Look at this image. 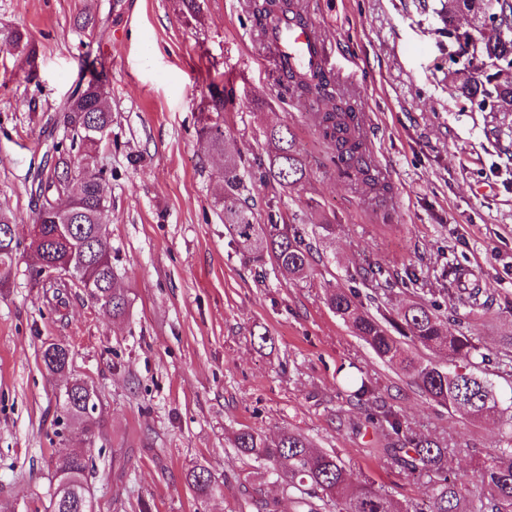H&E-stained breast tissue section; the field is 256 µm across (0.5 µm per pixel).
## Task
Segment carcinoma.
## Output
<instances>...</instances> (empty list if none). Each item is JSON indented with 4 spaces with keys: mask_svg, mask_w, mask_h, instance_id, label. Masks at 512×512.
I'll return each mask as SVG.
<instances>
[{
    "mask_svg": "<svg viewBox=\"0 0 512 512\" xmlns=\"http://www.w3.org/2000/svg\"><path fill=\"white\" fill-rule=\"evenodd\" d=\"M255 24L289 16L300 24L308 22L301 0H250ZM468 13L472 25L461 29L457 17ZM435 14L440 30L460 48L469 45L477 35L487 46L498 26L512 27V0H439ZM5 44L25 53V61L33 63L36 50L23 41L18 32H10ZM508 70L472 75L465 67L454 73L453 82L460 95L479 108L512 112V56L503 58ZM285 92L296 94L320 106L316 112L318 127L334 152L336 164L348 174L377 182L366 157V144L360 123L348 100L336 94L335 83L324 70L288 71L280 74ZM232 100V92L209 88L201 110L198 129L208 152L224 159V194L219 199V218L239 249L255 258L270 256L289 277H302L311 269V249L303 247L301 236L291 234L288 226L274 221L257 222L252 209L241 203L239 196L247 189L239 162L226 148L224 126L213 118L224 116ZM64 134L52 167L39 179L36 190L34 223L41 225L43 239L26 242L20 234L6 237L0 233V275L8 274L13 256L23 248L33 250L36 263L34 281L44 284L42 270L52 262L69 263L81 269V280L49 283L54 289L56 305L66 304L63 289L76 286L95 287V302L103 313L121 318L128 305L127 293L112 283V244L100 239L95 230L105 220L101 198L107 194V177L98 172L87 179L82 166L90 164L91 138L101 137L100 130L111 131L112 110L105 81L96 77L79 84L63 108ZM271 148L268 166L250 178L281 188L293 187L306 177V168L295 148L293 136L286 128L267 133ZM456 294L475 315L484 310V290L469 282L461 269L451 270ZM327 303L352 332L360 337L383 361L395 364L400 373L416 385L433 402L464 413L473 420L502 419L507 427L506 446L486 454L480 462L479 487L471 493L466 486L448 478L454 449L440 442L422 438L397 413L383 410L373 418H382L402 447L392 449L391 465L406 473L431 477L432 494L428 500L401 504L366 479L352 484L343 460L334 452L320 451L300 433L287 429L277 439L242 428L234 436V447L245 459L265 465L288 493L295 512H512V417L504 415L508 408L495 384L488 378L489 357L475 337L468 336L443 320L433 305L415 303L397 311L393 317L378 318L364 310L352 289L337 290ZM423 347L448 356L450 366L442 368L414 357L410 347ZM343 383L350 396L359 400L374 398L373 387L362 377L348 374ZM90 388L84 382L72 381L63 391V414L74 420L88 417L94 405L86 403ZM89 458L73 448H57L54 456L53 492L44 512H89L92 496L87 473ZM188 485L200 496L214 490L215 482L204 469H193L186 475Z\"/></svg>",
    "mask_w": 512,
    "mask_h": 512,
    "instance_id": "obj_1",
    "label": "carcinoma"
}]
</instances>
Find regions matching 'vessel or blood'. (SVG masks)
<instances>
[{
  "label": "vessel or blood",
  "instance_id": "vessel-or-blood-1",
  "mask_svg": "<svg viewBox=\"0 0 512 512\" xmlns=\"http://www.w3.org/2000/svg\"><path fill=\"white\" fill-rule=\"evenodd\" d=\"M272 47L280 69H319L325 62L327 44L316 26L301 27L288 19L270 24L263 35Z\"/></svg>",
  "mask_w": 512,
  "mask_h": 512
}]
</instances>
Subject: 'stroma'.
Instances as JSON below:
<instances>
[{
	"mask_svg": "<svg viewBox=\"0 0 512 512\" xmlns=\"http://www.w3.org/2000/svg\"><path fill=\"white\" fill-rule=\"evenodd\" d=\"M303 4L331 47L325 69L337 94L366 117L368 160L387 196L341 175L315 106L282 94L249 0H204L196 18L180 0H0V210L32 222L26 173L49 147L47 125L91 77L93 56L112 107L98 162L109 174L113 277L129 299L118 320L80 288L54 307L31 280L32 254H18L0 285V512H36L49 497L55 449L87 446L100 512H251L250 494L293 512L281 486L238 455L231 437L241 428L269 438L294 430L335 450L353 482L372 478L401 503L427 499L429 478L390 465L396 439L372 420L371 405L340 387L351 372L417 434L465 443L453 472L468 487L478 482L479 454L503 446L499 423L429 400L326 301L351 288L372 313L426 302L491 358L512 356V139L493 134L512 115L471 105L451 81L466 65L492 73V62L456 57L432 26L438 0ZM87 17L95 34L81 28ZM11 30L29 36L34 64L5 45ZM213 84L233 91L224 130L241 169L267 164L271 128L295 138L305 179L277 192L256 181L242 199L260 223L303 229L313 254L306 278L240 252L217 217L224 167L197 135ZM321 224L335 233L317 234ZM452 262L486 288L483 316L449 291ZM261 335L270 344L258 346ZM49 342L69 346L66 376L45 369ZM70 379L95 392V442L62 415ZM196 468L212 474L211 495L186 483Z\"/></svg>",
	"mask_w": 512,
	"mask_h": 512,
	"instance_id": "obj_1",
	"label": "stroma"
}]
</instances>
